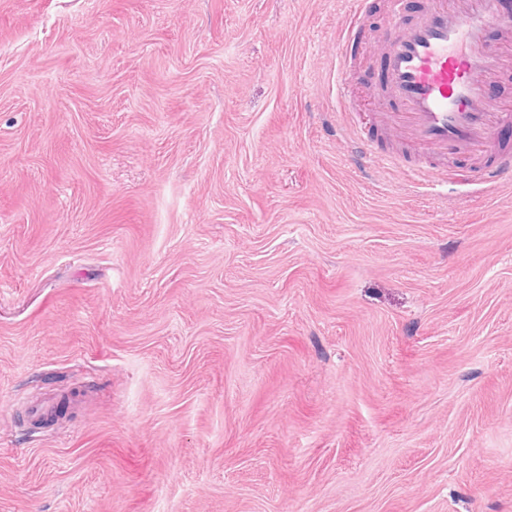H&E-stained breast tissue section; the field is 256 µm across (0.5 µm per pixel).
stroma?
Returning <instances> with one entry per match:
<instances>
[{
	"label": "stroma",
	"mask_w": 512,
	"mask_h": 512,
	"mask_svg": "<svg viewBox=\"0 0 512 512\" xmlns=\"http://www.w3.org/2000/svg\"><path fill=\"white\" fill-rule=\"evenodd\" d=\"M423 3L0 0V512H512V179L338 134ZM366 0H356L355 9L352 18L347 26L344 28L338 43L337 52V72L338 79H342L346 71L349 54L351 53L354 39H352V32L357 25L362 13L364 12ZM343 112L348 116L346 124L341 128L353 142V153L363 165H378L385 169L397 168V160L390 153L377 151L372 138V130L375 127H367L354 118V112H348L345 101L342 100Z\"/></svg>",
	"instance_id": "stroma-1"
}]
</instances>
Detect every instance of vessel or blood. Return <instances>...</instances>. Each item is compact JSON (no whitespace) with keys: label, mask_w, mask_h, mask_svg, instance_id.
<instances>
[{"label":"vessel or blood","mask_w":512,"mask_h":512,"mask_svg":"<svg viewBox=\"0 0 512 512\" xmlns=\"http://www.w3.org/2000/svg\"><path fill=\"white\" fill-rule=\"evenodd\" d=\"M511 21L512 0H429L387 38L370 86H385L390 109L375 122L412 146L407 175L433 189L447 184L440 157L479 162V180L490 188L512 172V147L500 145L512 113L494 111L486 82L500 56L493 34ZM342 131L361 164L396 168L393 155L377 151L370 127L351 117Z\"/></svg>","instance_id":"obj_1"}]
</instances>
